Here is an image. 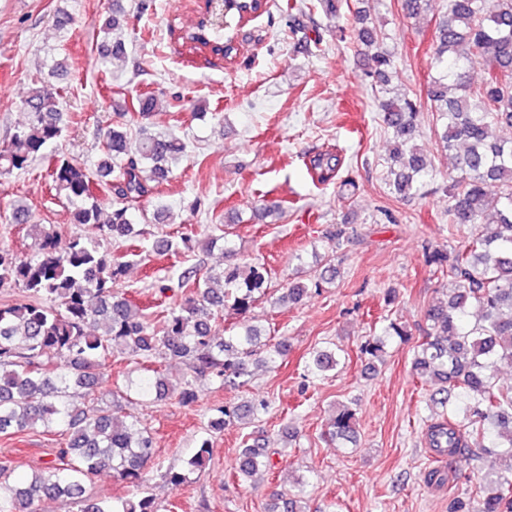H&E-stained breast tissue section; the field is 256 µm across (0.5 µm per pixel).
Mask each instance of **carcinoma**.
<instances>
[{"instance_id":"obj_1","label":"carcinoma","mask_w":512,"mask_h":512,"mask_svg":"<svg viewBox=\"0 0 512 512\" xmlns=\"http://www.w3.org/2000/svg\"><path fill=\"white\" fill-rule=\"evenodd\" d=\"M340 0H308L307 9H321L328 17L339 13ZM447 16L435 36L434 57L440 69L427 91L430 111L442 122L439 139L456 157L450 189L448 224L471 225L473 234L459 248L435 250L429 260L450 279L446 301L427 309V335L417 345L412 371L433 382L430 405L441 411L430 416L431 447L448 455L488 454L497 466L483 476L475 512H512V390L497 386L495 373L512 363V0H447ZM357 14L358 39L367 61L364 76L387 82L394 56L383 47V35L366 26ZM136 16L120 6L98 21L102 40L98 62L105 74L125 60L126 45L116 31H135ZM184 38L220 49L224 32L193 24ZM479 56L486 64L477 84L467 80L466 66ZM64 89L41 81L24 99L27 121L0 150V170L24 171L43 160L56 195L72 206L71 221L84 231L71 237L66 250L57 248L58 232L49 225H30L34 255L19 260L0 246V286L9 284L24 300L0 306V436L42 426L65 438L60 463L42 474L10 481L11 465L0 462V512H36L35 502L67 499L79 503L78 512H162L151 495L118 498L109 503L83 498L82 481L102 472L138 487L146 467L156 457L152 433L137 420L127 422L99 408L88 414L75 398L98 399L99 369L114 353L142 366L125 389L143 399H161L169 392L191 405L197 400V381L209 375L229 384L245 383L260 355L261 332L249 326L216 343L211 322L229 309L245 314L269 290L265 264L237 261L226 233L213 235L207 246L222 243L224 267L204 273L188 270L171 286L158 281L161 294L180 296L150 316L118 291L130 261L114 254L106 240L127 241L142 236L127 205L146 196L152 184L168 180L170 165L181 160L186 144L176 137L156 136L143 128L130 137L134 117L118 113L105 133L101 156L89 170L64 155L48 150L63 133ZM133 108L142 119L157 108L152 94H140ZM382 122L392 133L389 186L397 195L420 189L433 166L415 142L417 99L407 94L381 101ZM339 156L323 154L310 162L321 182L341 168ZM114 194L116 205L103 215L97 191ZM336 267L324 263L306 283L290 282L278 302L300 304L313 290L336 279ZM407 331L394 321L379 336L360 344L368 369L382 361L392 339L404 340ZM188 364L192 375L178 388L168 385L164 367L170 360ZM339 364L332 349L313 351L306 371L323 377ZM267 401L254 399L219 407L208 420L211 432L241 426L265 410ZM355 412L344 405L336 412L329 432L337 442H354ZM211 460V443L201 440L188 462L200 471ZM273 463L259 441L239 450L234 475L252 478L272 470ZM306 482L297 483L290 498L276 497L271 512H304L300 506Z\"/></svg>"}]
</instances>
